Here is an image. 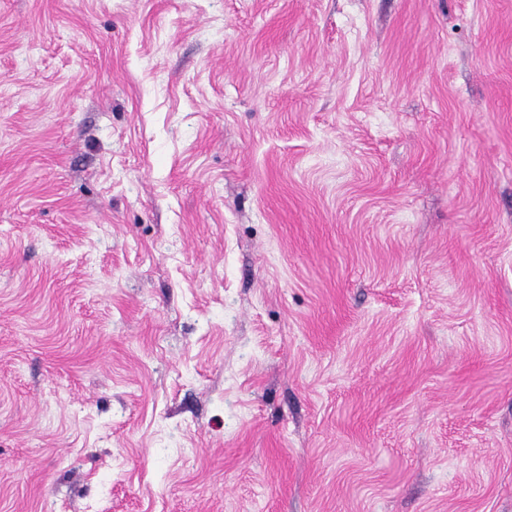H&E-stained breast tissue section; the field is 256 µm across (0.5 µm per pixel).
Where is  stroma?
Wrapping results in <instances>:
<instances>
[{
	"label": "stroma",
	"instance_id": "obj_1",
	"mask_svg": "<svg viewBox=\"0 0 512 512\" xmlns=\"http://www.w3.org/2000/svg\"><path fill=\"white\" fill-rule=\"evenodd\" d=\"M0 512H512V0H0Z\"/></svg>",
	"mask_w": 512,
	"mask_h": 512
}]
</instances>
